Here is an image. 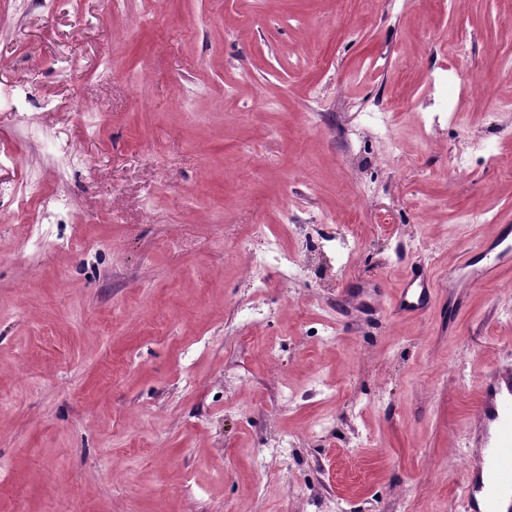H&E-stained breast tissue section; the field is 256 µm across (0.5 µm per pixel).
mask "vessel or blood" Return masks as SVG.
I'll return each instance as SVG.
<instances>
[{
    "label": "vessel or blood",
    "mask_w": 512,
    "mask_h": 512,
    "mask_svg": "<svg viewBox=\"0 0 512 512\" xmlns=\"http://www.w3.org/2000/svg\"><path fill=\"white\" fill-rule=\"evenodd\" d=\"M512 264V226L497 240L464 251L457 268L464 284L492 282ZM434 297L429 279L406 275L393 297L401 315L425 313ZM473 457L461 491V512H512V368L487 374L477 401V422L468 438Z\"/></svg>",
    "instance_id": "1"
}]
</instances>
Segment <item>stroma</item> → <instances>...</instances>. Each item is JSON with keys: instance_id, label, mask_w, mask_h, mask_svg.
<instances>
[{"instance_id": "obj_1", "label": "stroma", "mask_w": 512, "mask_h": 512, "mask_svg": "<svg viewBox=\"0 0 512 512\" xmlns=\"http://www.w3.org/2000/svg\"><path fill=\"white\" fill-rule=\"evenodd\" d=\"M348 99L392 139H348ZM26 179L71 212L35 256L0 215V512H460L512 270L446 274L512 225V0H0ZM273 235L295 280L250 265ZM413 265L435 299L402 317Z\"/></svg>"}]
</instances>
